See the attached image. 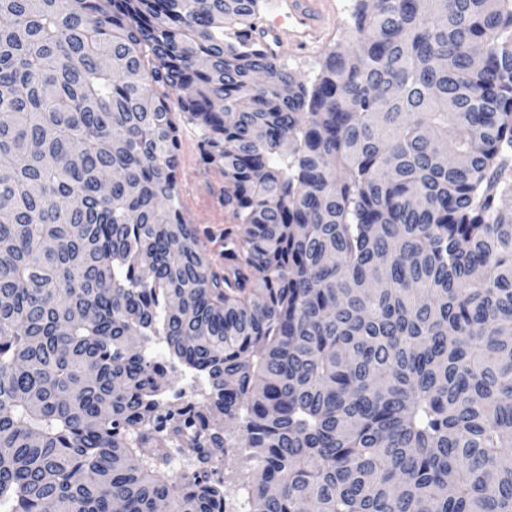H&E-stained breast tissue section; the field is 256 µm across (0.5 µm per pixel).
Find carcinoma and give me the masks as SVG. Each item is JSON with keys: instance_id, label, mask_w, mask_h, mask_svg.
<instances>
[{"instance_id": "carcinoma-1", "label": "carcinoma", "mask_w": 512, "mask_h": 512, "mask_svg": "<svg viewBox=\"0 0 512 512\" xmlns=\"http://www.w3.org/2000/svg\"><path fill=\"white\" fill-rule=\"evenodd\" d=\"M260 4L0 0V512H512V0H358L310 88ZM180 166L178 172L179 207L187 223L197 228L200 245L209 257L211 268L224 273V233L235 232L239 221L224 205L229 188L224 171L201 159L198 129L178 112Z\"/></svg>"}]
</instances>
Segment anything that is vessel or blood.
Instances as JSON below:
<instances>
[{
    "label": "vessel or blood",
    "mask_w": 512,
    "mask_h": 512,
    "mask_svg": "<svg viewBox=\"0 0 512 512\" xmlns=\"http://www.w3.org/2000/svg\"><path fill=\"white\" fill-rule=\"evenodd\" d=\"M263 17L254 35L267 52L280 54L283 47H318L331 23L326 0H263Z\"/></svg>",
    "instance_id": "b4317fda"
}]
</instances>
